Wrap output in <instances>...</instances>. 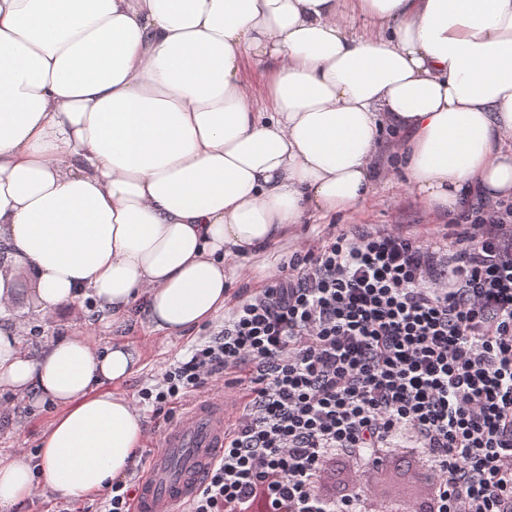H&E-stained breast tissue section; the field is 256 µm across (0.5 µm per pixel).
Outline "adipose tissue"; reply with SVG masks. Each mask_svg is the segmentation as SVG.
<instances>
[{"mask_svg": "<svg viewBox=\"0 0 512 512\" xmlns=\"http://www.w3.org/2000/svg\"><path fill=\"white\" fill-rule=\"evenodd\" d=\"M388 129L430 207L512 197V0H0V388L58 409L36 455L0 457V512L37 474L106 493L145 436L106 389L140 352L67 336L30 357L17 304L140 301L183 335L223 311L227 257L367 197Z\"/></svg>", "mask_w": 512, "mask_h": 512, "instance_id": "adipose-tissue-1", "label": "adipose tissue"}]
</instances>
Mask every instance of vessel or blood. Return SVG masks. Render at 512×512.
<instances>
[{
    "mask_svg": "<svg viewBox=\"0 0 512 512\" xmlns=\"http://www.w3.org/2000/svg\"><path fill=\"white\" fill-rule=\"evenodd\" d=\"M236 406L206 397L167 428L146 460L133 512H178L197 492L212 461L224 452V433Z\"/></svg>",
    "mask_w": 512,
    "mask_h": 512,
    "instance_id": "b4317fda",
    "label": "vessel or blood"
}]
</instances>
